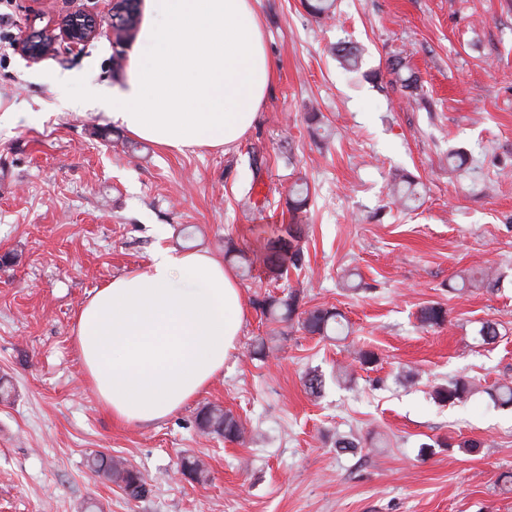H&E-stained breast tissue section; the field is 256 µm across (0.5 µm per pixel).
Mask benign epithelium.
<instances>
[{
    "label": "benign epithelium",
    "mask_w": 512,
    "mask_h": 512,
    "mask_svg": "<svg viewBox=\"0 0 512 512\" xmlns=\"http://www.w3.org/2000/svg\"><path fill=\"white\" fill-rule=\"evenodd\" d=\"M101 23L102 20L94 13L67 15L57 24L47 25L27 35L20 51L28 61L38 62L55 48L60 39L72 47L86 45L98 35Z\"/></svg>",
    "instance_id": "obj_1"
}]
</instances>
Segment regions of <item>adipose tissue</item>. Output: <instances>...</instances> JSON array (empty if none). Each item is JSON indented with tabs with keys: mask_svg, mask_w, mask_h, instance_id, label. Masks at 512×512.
Segmentation results:
<instances>
[{
	"mask_svg": "<svg viewBox=\"0 0 512 512\" xmlns=\"http://www.w3.org/2000/svg\"><path fill=\"white\" fill-rule=\"evenodd\" d=\"M257 0H146L114 125L164 150L223 149L253 126L273 80ZM246 318L235 272L205 252L157 250L107 282L74 345L113 421L150 426L198 397L236 351Z\"/></svg>",
	"mask_w": 512,
	"mask_h": 512,
	"instance_id": "1",
	"label": "adipose tissue"
}]
</instances>
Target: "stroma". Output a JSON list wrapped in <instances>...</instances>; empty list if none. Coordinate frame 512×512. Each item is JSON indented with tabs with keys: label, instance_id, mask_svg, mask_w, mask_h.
Listing matches in <instances>:
<instances>
[{
	"label": "stroma",
	"instance_id": "stroma-1",
	"mask_svg": "<svg viewBox=\"0 0 512 512\" xmlns=\"http://www.w3.org/2000/svg\"><path fill=\"white\" fill-rule=\"evenodd\" d=\"M257 10L274 77L255 125L223 151L169 153L82 105L87 88L127 75L109 0H0L16 44L48 18L102 19L91 43L37 63L0 50V256L12 257L0 264V512H512V409L487 394L512 379V0H336L328 21L301 0ZM340 42L358 48V71L336 60ZM397 54L416 96L388 70ZM452 149L464 169L449 168ZM398 171L421 185L408 209L388 196ZM300 176L303 267L275 282L237 269L248 317L223 373L157 424L114 423L73 346L94 289L158 248L259 251L258 228L291 223ZM252 195L268 206L251 208ZM488 266L497 291L459 293L461 274ZM293 289L301 309L341 311L351 335L323 340L255 305ZM433 304L448 319L422 328ZM485 321L496 343L476 341ZM262 337L273 349L258 360ZM360 349L377 362L336 385ZM313 369L327 380L317 397L303 385ZM407 370L415 383L399 381ZM459 377L476 385L471 399L432 400ZM214 404L255 441L201 432L196 416ZM341 437L356 447L337 448ZM465 440L482 446L465 452ZM94 452L142 472L151 495L101 481ZM185 456L205 463L206 482L178 476Z\"/></svg>",
	"mask_w": 512,
	"mask_h": 512
}]
</instances>
